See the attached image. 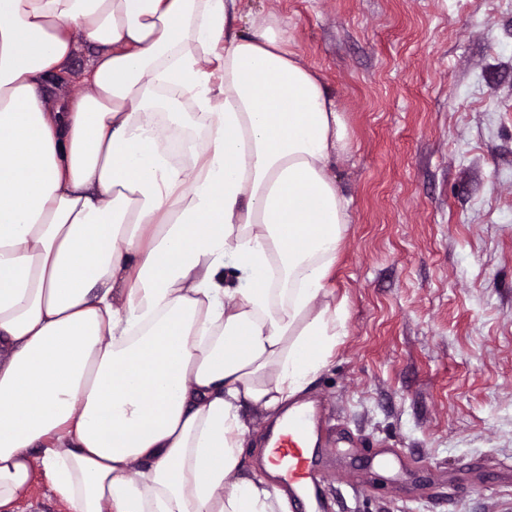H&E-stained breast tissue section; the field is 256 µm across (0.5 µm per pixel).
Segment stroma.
Listing matches in <instances>:
<instances>
[{
	"label": "stroma",
	"mask_w": 512,
	"mask_h": 512,
	"mask_svg": "<svg viewBox=\"0 0 512 512\" xmlns=\"http://www.w3.org/2000/svg\"><path fill=\"white\" fill-rule=\"evenodd\" d=\"M337 101L329 512H512V0H239Z\"/></svg>",
	"instance_id": "obj_1"
}]
</instances>
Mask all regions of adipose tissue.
I'll list each match as a JSON object with an SVG mask.
<instances>
[{
  "mask_svg": "<svg viewBox=\"0 0 512 512\" xmlns=\"http://www.w3.org/2000/svg\"><path fill=\"white\" fill-rule=\"evenodd\" d=\"M236 5L0 0V512H290L242 448L346 333L347 130ZM87 62L88 54L83 50L77 52L71 60L70 67L68 70L69 74L66 75V78L60 81L57 77L50 76L46 81L47 84L56 85L57 88L55 90H58L61 93H66L71 90H74L75 88L79 87L76 81L83 72V70L86 68ZM14 512H65V504L50 491L43 472L37 471L28 492L13 505Z\"/></svg>",
  "mask_w": 512,
  "mask_h": 512,
  "instance_id": "1",
  "label": "adipose tissue"
}]
</instances>
